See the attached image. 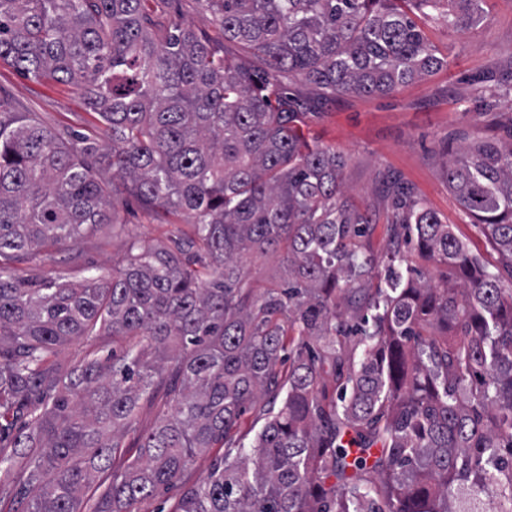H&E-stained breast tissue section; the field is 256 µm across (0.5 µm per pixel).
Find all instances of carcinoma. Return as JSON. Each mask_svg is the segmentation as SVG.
Wrapping results in <instances>:
<instances>
[{"label":"carcinoma","instance_id":"1","mask_svg":"<svg viewBox=\"0 0 512 512\" xmlns=\"http://www.w3.org/2000/svg\"><path fill=\"white\" fill-rule=\"evenodd\" d=\"M146 2L0 0V60L79 87L112 142L55 132L0 95V435L24 421L0 447V504L132 512L197 452L254 431V455H224L175 512H468L482 495L480 512H512V142L463 144L446 162L495 270L387 179L392 238L449 276L415 279L389 251L376 284L344 161L305 136L275 82L288 71L332 95L390 92L444 64L412 14L461 30L482 0H202L262 69ZM118 179L151 215H187L193 236L134 244L107 276L13 277L38 247L112 223ZM280 248L286 277L255 291L247 256ZM97 336L125 347L46 361ZM349 336L365 345L357 364ZM327 364L334 400L319 388ZM160 384L173 406L140 433V401ZM128 436L138 457L112 471Z\"/></svg>","mask_w":512,"mask_h":512}]
</instances>
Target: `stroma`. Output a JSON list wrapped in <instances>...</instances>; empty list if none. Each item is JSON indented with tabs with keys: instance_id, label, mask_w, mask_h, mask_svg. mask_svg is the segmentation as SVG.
<instances>
[{
	"instance_id": "1",
	"label": "stroma",
	"mask_w": 512,
	"mask_h": 512,
	"mask_svg": "<svg viewBox=\"0 0 512 512\" xmlns=\"http://www.w3.org/2000/svg\"><path fill=\"white\" fill-rule=\"evenodd\" d=\"M161 7L172 19L185 21L224 46L236 61L261 67V58L243 44L225 43L215 16L201 0H163ZM416 22L436 55L445 60L426 78L386 95L330 96L301 83L292 73L280 75L277 84L299 99L306 136L343 157L344 184L375 221L369 236L373 253H383L389 243L391 202L382 181L392 176L412 185L427 208L492 268L498 255L481 225L472 223L449 189L440 156L450 145L512 139V93L503 89L512 80V0H483L482 21L464 30L450 29L439 17L420 16ZM0 91L19 111L37 113L49 129L74 130L94 136L100 145L108 143L74 87L26 78L0 61ZM113 204L114 224L98 226L74 248L41 247L31 259L14 264V274L28 281L58 275L79 279L89 271L108 275L132 243L146 241L168 248L175 238L193 234L185 216L154 220L130 194H117ZM220 454L217 448L199 453L185 471L181 487L139 500L134 512H172L182 486L204 480Z\"/></svg>"
}]
</instances>
